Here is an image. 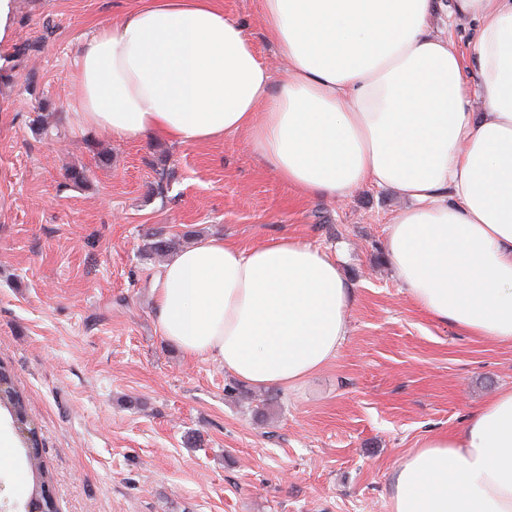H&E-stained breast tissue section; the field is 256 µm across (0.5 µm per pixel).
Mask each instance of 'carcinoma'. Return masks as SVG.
I'll list each match as a JSON object with an SVG mask.
<instances>
[{
    "label": "carcinoma",
    "mask_w": 512,
    "mask_h": 512,
    "mask_svg": "<svg viewBox=\"0 0 512 512\" xmlns=\"http://www.w3.org/2000/svg\"><path fill=\"white\" fill-rule=\"evenodd\" d=\"M175 247V240L160 235L147 244V249L157 256H165ZM0 407L10 413L16 425L28 428L29 436L24 438V450L33 477L30 496L43 502L45 512H57V505L51 493V478L41 461L39 441L36 432L30 427L25 399L15 389L10 374L2 366H0Z\"/></svg>",
    "instance_id": "carcinoma-1"
}]
</instances>
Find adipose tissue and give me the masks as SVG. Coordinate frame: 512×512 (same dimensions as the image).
Listing matches in <instances>:
<instances>
[{"label": "adipose tissue", "instance_id": "ef3b65f1", "mask_svg": "<svg viewBox=\"0 0 512 512\" xmlns=\"http://www.w3.org/2000/svg\"><path fill=\"white\" fill-rule=\"evenodd\" d=\"M436 0H259L286 61L274 80L213 0H145L80 48L74 121L131 140L244 136L307 197L372 184L407 205L385 252L432 319L512 346V0H452L475 24L474 80ZM162 335L257 389L293 387L347 334L351 289L335 255L280 237L246 250L203 238L162 268ZM390 512H512V389L396 463Z\"/></svg>", "mask_w": 512, "mask_h": 512}]
</instances>
